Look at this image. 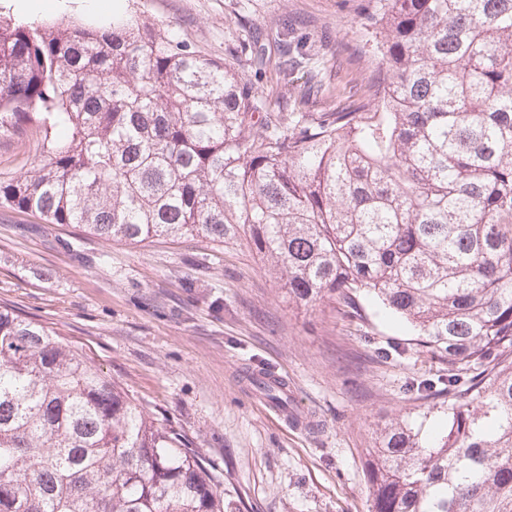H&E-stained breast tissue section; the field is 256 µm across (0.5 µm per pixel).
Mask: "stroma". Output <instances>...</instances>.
<instances>
[{
  "instance_id": "stroma-1",
  "label": "stroma",
  "mask_w": 512,
  "mask_h": 512,
  "mask_svg": "<svg viewBox=\"0 0 512 512\" xmlns=\"http://www.w3.org/2000/svg\"><path fill=\"white\" fill-rule=\"evenodd\" d=\"M191 51L232 65L271 89L267 111H288L310 86L319 112L375 81L354 22L360 0H116ZM304 42L312 66L284 74L282 46ZM265 56L256 68L250 53ZM34 134L0 138V178L28 169ZM365 321L324 304H289L245 237L144 244L106 242L72 224H45L0 208V305L56 329L112 380L178 426L251 512H369L366 450L397 414L425 431L405 389L436 374L412 328L362 298ZM400 344V357L382 348ZM295 380L294 407L314 416L296 429L267 410L245 375Z\"/></svg>"
}]
</instances>
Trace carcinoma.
I'll return each mask as SVG.
<instances>
[{"label":"carcinoma","instance_id":"carcinoma-1","mask_svg":"<svg viewBox=\"0 0 512 512\" xmlns=\"http://www.w3.org/2000/svg\"><path fill=\"white\" fill-rule=\"evenodd\" d=\"M382 79L262 112L137 15L0 20V137L38 154L0 206L104 241L240 234L300 307L362 294L442 364L367 449L370 512H512V0H367ZM180 430L83 349L0 306V512H246Z\"/></svg>","mask_w":512,"mask_h":512}]
</instances>
